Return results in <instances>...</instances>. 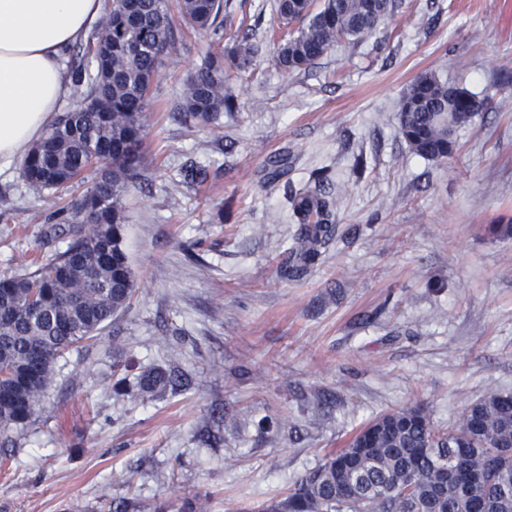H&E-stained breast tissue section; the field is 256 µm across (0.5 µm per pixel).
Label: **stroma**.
Instances as JSON below:
<instances>
[{"label": "stroma", "mask_w": 512, "mask_h": 512, "mask_svg": "<svg viewBox=\"0 0 512 512\" xmlns=\"http://www.w3.org/2000/svg\"><path fill=\"white\" fill-rule=\"evenodd\" d=\"M275 0H228L224 45L249 37L253 73L210 126L173 121L211 42L154 83L124 247L139 288L86 348L66 353L40 415L0 433V512H257L362 425L423 407L454 426L489 390L512 393V0H397L368 38L306 70L277 65ZM432 73L485 98L449 158L414 154L399 101ZM326 176L335 232L285 277L291 190ZM21 168L0 174V275L63 251ZM178 363L189 384L142 396L116 379Z\"/></svg>", "instance_id": "35a3bbf8"}]
</instances>
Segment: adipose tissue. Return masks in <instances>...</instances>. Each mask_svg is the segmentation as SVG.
<instances>
[{"label":"adipose tissue","mask_w":512,"mask_h":512,"mask_svg":"<svg viewBox=\"0 0 512 512\" xmlns=\"http://www.w3.org/2000/svg\"><path fill=\"white\" fill-rule=\"evenodd\" d=\"M101 12L102 0H0V172L54 123L70 94L64 52Z\"/></svg>","instance_id":"obj_1"}]
</instances>
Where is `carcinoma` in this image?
<instances>
[{
	"mask_svg": "<svg viewBox=\"0 0 512 512\" xmlns=\"http://www.w3.org/2000/svg\"><path fill=\"white\" fill-rule=\"evenodd\" d=\"M395 8V0H277L286 32L274 44L288 72L307 69L339 40L370 36ZM224 0H108L86 43L66 60L73 95L83 99L26 150L23 177L42 199L53 224L51 238L69 235L67 248L33 271L0 276V432L25 428L42 411L66 352L83 348L126 311L137 293L123 247L125 196L137 183L160 69L184 49L176 22L214 35L202 64L185 83L179 122L209 125L235 108L224 90L230 69H253L247 41L226 49ZM464 88L418 76L399 102L400 134L418 156L442 160L455 149V130L487 109ZM107 167L65 212L59 194L85 179L100 162ZM298 232L288 276L314 264L334 232L339 206L324 179L289 197ZM178 378L158 368L137 382L141 394L173 388ZM480 473L482 482L472 486ZM259 512H512V394L489 390L467 406L456 425L439 432L421 408L382 414L347 445L299 476L288 494Z\"/></svg>",
	"mask_w": 512,
	"mask_h": 512,
	"instance_id": "cac0c4a2",
	"label": "carcinoma"
}]
</instances>
